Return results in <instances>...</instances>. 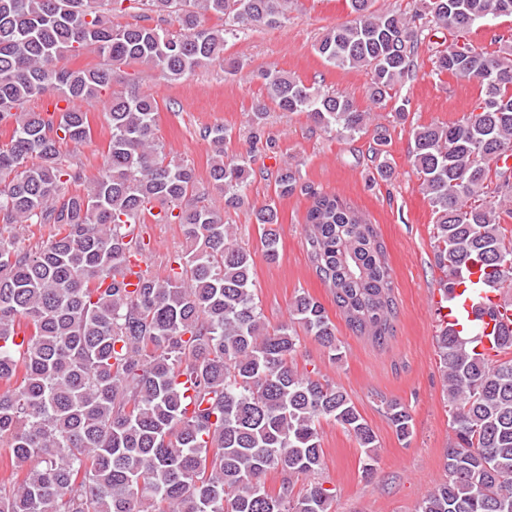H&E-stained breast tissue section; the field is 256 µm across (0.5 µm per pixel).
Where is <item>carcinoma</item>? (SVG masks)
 I'll return each instance as SVG.
<instances>
[{"label":"carcinoma","mask_w":512,"mask_h":512,"mask_svg":"<svg viewBox=\"0 0 512 512\" xmlns=\"http://www.w3.org/2000/svg\"><path fill=\"white\" fill-rule=\"evenodd\" d=\"M349 0L352 22L328 29L315 45L331 66L365 69L378 105L415 75L418 32L426 19L466 30L512 16V0H422L406 16ZM130 10L175 23L119 25ZM224 28H205V16ZM288 0H0V512H330L332 489L294 479L324 465L321 421L353 435L373 473L377 437L348 394L315 370H299L302 336L334 358L336 327L312 296H295L289 319L270 324L253 282V258L221 210L200 205L195 169L163 151L159 106L150 94L114 91L105 122L110 140L102 173L84 191L81 167L62 145L92 141L88 113L77 102L98 97L116 70L140 65L178 81L214 64L235 76L244 59L224 58V43L255 26H280ZM499 50L448 45L438 73L474 79L471 111L448 125L412 130L419 187L435 216L434 254L440 291L470 287V275L493 290L512 288V35ZM81 50L100 62L60 65ZM281 112H305L319 129L349 139L373 131L377 176L393 170L382 146L388 129L369 128L370 114L345 95L324 92L276 68L259 71ZM48 92L54 109L27 106ZM65 106H59V103ZM268 109L249 113L247 155L224 158L226 130L205 127L214 146L209 178L238 209L251 183L252 158L275 147L266 136ZM39 159L29 163L31 158ZM313 199L306 246L317 276L334 294L348 328L382 346L396 315L391 268L375 225L336 195L301 182L287 165L276 193ZM163 204L157 224H179L185 247L167 274L145 269L137 287L125 281L129 258L145 253L148 205ZM266 257L278 258L277 208L252 211ZM47 225L50 238L29 244L27 229ZM8 235H3V231ZM21 343L15 342L19 332ZM481 326L443 328L436 336L455 442L445 479L415 512H512V326L492 362L476 350ZM185 382H180V379ZM194 390L184 396V383ZM398 439L413 434L409 409L383 400ZM283 475L270 492L265 475Z\"/></svg>","instance_id":"1"}]
</instances>
